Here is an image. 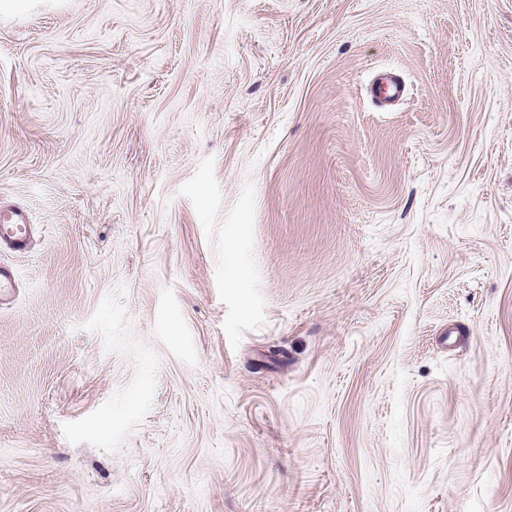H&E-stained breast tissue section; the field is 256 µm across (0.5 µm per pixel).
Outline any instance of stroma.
Listing matches in <instances>:
<instances>
[{
  "mask_svg": "<svg viewBox=\"0 0 512 512\" xmlns=\"http://www.w3.org/2000/svg\"><path fill=\"white\" fill-rule=\"evenodd\" d=\"M0 203V512H512V0H0ZM405 85L393 74H381L374 84V95L381 102L398 100L404 94ZM0 252L7 250L22 256L31 249L33 224L29 213L21 207H0Z\"/></svg>",
  "mask_w": 512,
  "mask_h": 512,
  "instance_id": "stroma-1",
  "label": "stroma"
}]
</instances>
